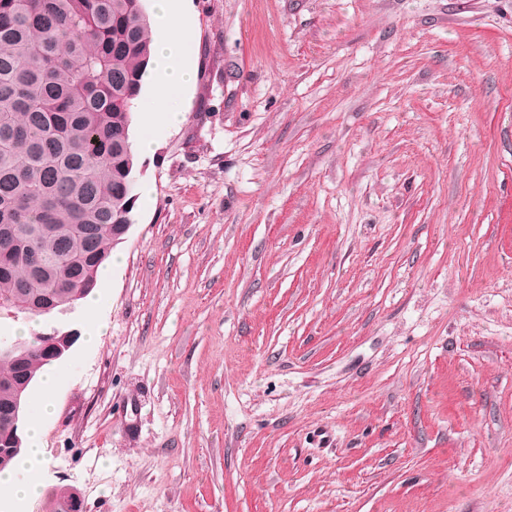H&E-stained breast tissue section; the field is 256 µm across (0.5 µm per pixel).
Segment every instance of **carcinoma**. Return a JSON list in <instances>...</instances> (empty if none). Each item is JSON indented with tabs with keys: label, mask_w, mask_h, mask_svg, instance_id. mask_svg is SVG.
Returning a JSON list of instances; mask_svg holds the SVG:
<instances>
[{
	"label": "carcinoma",
	"mask_w": 512,
	"mask_h": 512,
	"mask_svg": "<svg viewBox=\"0 0 512 512\" xmlns=\"http://www.w3.org/2000/svg\"><path fill=\"white\" fill-rule=\"evenodd\" d=\"M144 0H0V312L96 285L136 182L130 127L151 51ZM36 341L0 350V428Z\"/></svg>",
	"instance_id": "cac0c4a2"
}]
</instances>
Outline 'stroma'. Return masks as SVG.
<instances>
[{"label": "stroma", "mask_w": 512, "mask_h": 512, "mask_svg": "<svg viewBox=\"0 0 512 512\" xmlns=\"http://www.w3.org/2000/svg\"><path fill=\"white\" fill-rule=\"evenodd\" d=\"M103 326L58 361L83 512H512V0H193Z\"/></svg>", "instance_id": "stroma-1"}]
</instances>
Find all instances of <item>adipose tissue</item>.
<instances>
[{"label":"adipose tissue","mask_w":512,"mask_h":512,"mask_svg":"<svg viewBox=\"0 0 512 512\" xmlns=\"http://www.w3.org/2000/svg\"><path fill=\"white\" fill-rule=\"evenodd\" d=\"M152 15L155 39L148 66L146 100L134 117L140 129L134 148L140 154L152 152L156 146L150 129L157 126L170 129L185 121V101L194 81V67L187 60L186 48L195 39V25L187 0H153ZM59 379L58 373H44L41 389L32 398L36 413L28 425L27 451L17 458L13 468L0 472V486H14L24 498L39 497L45 489L42 420L53 409ZM19 472L24 473V480H16Z\"/></svg>","instance_id":"adipose-tissue-1"}]
</instances>
